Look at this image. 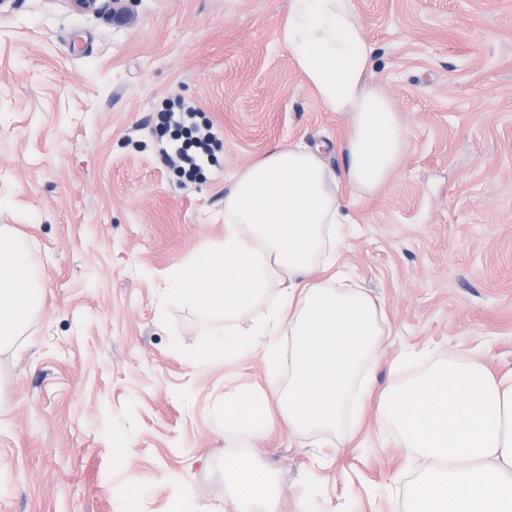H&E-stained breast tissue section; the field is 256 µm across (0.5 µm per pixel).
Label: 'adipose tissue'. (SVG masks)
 <instances>
[{
  "instance_id": "ef3b65f1",
  "label": "adipose tissue",
  "mask_w": 512,
  "mask_h": 512,
  "mask_svg": "<svg viewBox=\"0 0 512 512\" xmlns=\"http://www.w3.org/2000/svg\"><path fill=\"white\" fill-rule=\"evenodd\" d=\"M278 40L324 107L349 116L336 145L345 164L331 169L301 143L271 149L231 180L223 241L204 242L170 276L171 300L223 316L225 355L288 364L287 380L269 377L265 392L239 394L224 413L259 434L273 409L289 436L330 433L341 448L374 414L409 459L426 464L393 498V512H512V370L492 375L476 347L445 361L423 351L410 377L379 383L381 307L335 270L349 222L339 183L376 191L406 141L352 0H290ZM44 303L25 239L1 224L0 355L27 343ZM258 304L264 310L248 327L235 325ZM230 459L233 512H283L286 494L266 464L244 452Z\"/></svg>"
}]
</instances>
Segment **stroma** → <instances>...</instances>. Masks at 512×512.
<instances>
[{
	"instance_id": "stroma-1",
	"label": "stroma",
	"mask_w": 512,
	"mask_h": 512,
	"mask_svg": "<svg viewBox=\"0 0 512 512\" xmlns=\"http://www.w3.org/2000/svg\"><path fill=\"white\" fill-rule=\"evenodd\" d=\"M375 76L407 131L376 192L340 184L352 216L338 265L383 304L378 370L412 351L481 346L512 369V0H354ZM289 0H134L120 22L67 0L0 15V225L30 244L46 304L0 356V512H170L224 496L229 448L263 458L296 504L389 512L418 463L365 422L348 447L253 435L217 418L264 386L259 355L197 364L223 317L169 302L172 270L224 238L232 174L268 150L331 146L328 111L277 41ZM210 122L214 164L188 181L164 163L165 101Z\"/></svg>"
}]
</instances>
